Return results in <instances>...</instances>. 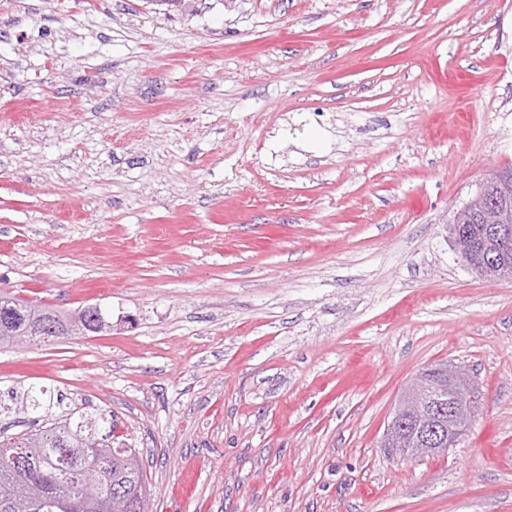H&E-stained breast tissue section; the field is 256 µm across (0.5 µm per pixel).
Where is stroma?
Here are the masks:
<instances>
[{"label":"stroma","mask_w":512,"mask_h":512,"mask_svg":"<svg viewBox=\"0 0 512 512\" xmlns=\"http://www.w3.org/2000/svg\"><path fill=\"white\" fill-rule=\"evenodd\" d=\"M508 167L512 0H0V295L107 321L0 347V434L112 417L150 512H512V280L450 231ZM448 362L476 421L390 453Z\"/></svg>","instance_id":"35a3bbf8"}]
</instances>
